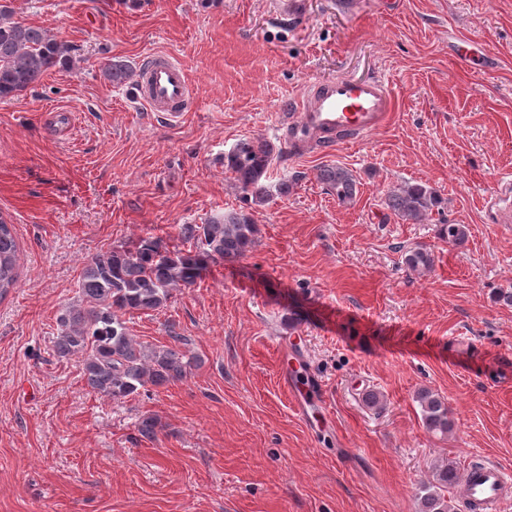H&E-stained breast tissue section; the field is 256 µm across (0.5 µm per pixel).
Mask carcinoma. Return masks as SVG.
<instances>
[{"label": "carcinoma", "mask_w": 512, "mask_h": 512, "mask_svg": "<svg viewBox=\"0 0 512 512\" xmlns=\"http://www.w3.org/2000/svg\"><path fill=\"white\" fill-rule=\"evenodd\" d=\"M70 54L71 47L48 30L15 17L11 0H0V99L33 88L57 63L68 61ZM274 153L273 146L261 138H243L224 154V169L256 204L270 197L265 181ZM319 178L340 202L352 200L357 193L356 180L345 168L325 167ZM439 204L434 191L421 184L400 186L390 191L387 201L396 218L414 224L426 220ZM258 233L249 214L229 211L204 224L180 225V237L193 244L188 252L169 246L161 237L142 236L91 258L78 282L79 303L57 317L56 355L80 357L86 387L113 399L134 395L148 384L159 386L182 379L189 366L185 354L174 347L146 353L123 316L163 309L173 290L195 285L211 262H235L244 257L254 247ZM440 235L450 243H461L466 229L461 224H443ZM431 263V255L424 249L404 257L412 271ZM17 280V241L12 225L0 217V297L15 287ZM417 400L426 431L448 434L452 427L448 403L429 390L419 391ZM457 482L452 465L437 469L416 492L417 512H454L447 493Z\"/></svg>", "instance_id": "1"}]
</instances>
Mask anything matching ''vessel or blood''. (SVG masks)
I'll return each instance as SVG.
<instances>
[{"mask_svg": "<svg viewBox=\"0 0 512 512\" xmlns=\"http://www.w3.org/2000/svg\"><path fill=\"white\" fill-rule=\"evenodd\" d=\"M191 84L184 67L170 56L152 55L138 70L136 95L148 110L179 122ZM287 123L296 151L323 149L363 140L386 120L392 102L383 81L339 77L308 83ZM488 206L497 223H512V180L497 185ZM468 512H512V471L485 458L469 462L462 476Z\"/></svg>", "mask_w": 512, "mask_h": 512, "instance_id": "obj_1", "label": "vessel or blood"}]
</instances>
